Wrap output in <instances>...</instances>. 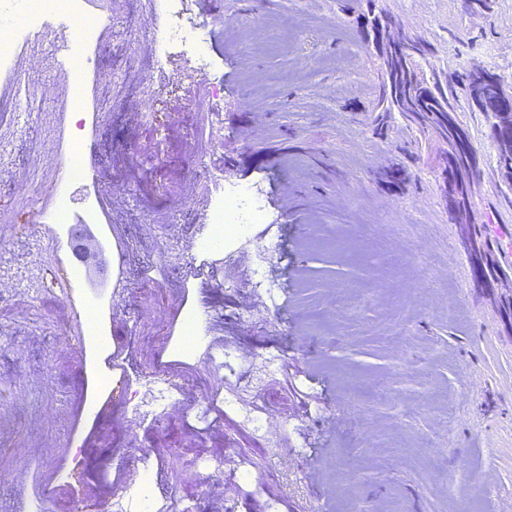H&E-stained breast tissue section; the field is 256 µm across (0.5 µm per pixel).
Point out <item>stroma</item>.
Masks as SVG:
<instances>
[{"mask_svg":"<svg viewBox=\"0 0 512 512\" xmlns=\"http://www.w3.org/2000/svg\"><path fill=\"white\" fill-rule=\"evenodd\" d=\"M375 5L427 47L424 76L455 97L479 158L462 220L445 199L447 143L379 105L383 61L365 38L364 0H186L183 22L212 32L200 85L164 83L183 56L142 51L144 11L126 0L83 75L111 95L87 92L77 117L42 96L58 78L51 43L30 47L20 96L0 112V267L36 266L48 287L0 278V512H21L27 471L63 488L45 512H87L70 487L116 461L164 477L171 512H512V326L501 313L512 279L481 287L466 249L476 232L504 261L512 243L493 227L512 226V185L460 84L479 63L512 95V0ZM76 137L98 144L103 165L77 185L73 209L121 195L117 223L90 227L129 247L119 310L107 290L72 289L76 259L36 220ZM127 147L141 164H126ZM393 169L402 188L384 179ZM193 181L211 198L259 190L277 250L257 256L254 224L183 259L182 237L209 222L187 193ZM210 256L222 273L185 282L189 262ZM90 305L99 344L78 334ZM189 319L190 351L173 335ZM120 340L131 346L123 373L104 362ZM160 353L184 361L179 381ZM162 386L172 398L157 407ZM217 393L226 414L212 429ZM113 398L131 432L104 416ZM221 440L224 462L212 451Z\"/></svg>","mask_w":512,"mask_h":512,"instance_id":"35a3bbf8","label":"stroma"}]
</instances>
